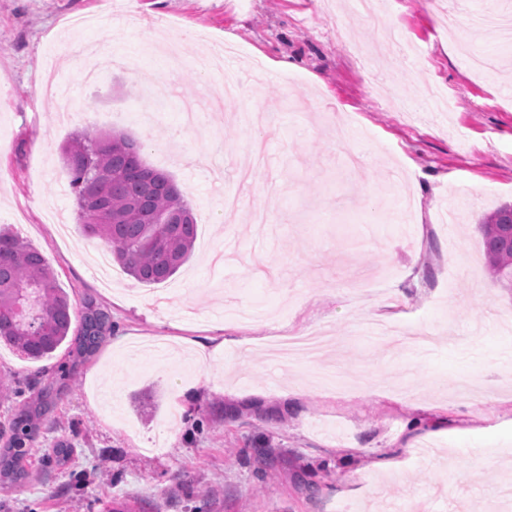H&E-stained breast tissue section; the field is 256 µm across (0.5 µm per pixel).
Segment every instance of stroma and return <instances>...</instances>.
<instances>
[{
	"instance_id": "obj_1",
	"label": "stroma",
	"mask_w": 512,
	"mask_h": 512,
	"mask_svg": "<svg viewBox=\"0 0 512 512\" xmlns=\"http://www.w3.org/2000/svg\"><path fill=\"white\" fill-rule=\"evenodd\" d=\"M450 4L512 12L380 0L374 28L320 0H138L135 28L103 0H0V225L41 251L74 308L105 305L113 325L78 366L63 348L33 363L0 343V380L58 392L32 477L0 490L9 512H497L512 480V291L485 267L478 222L512 203V46L442 32ZM78 42L116 64L85 79L66 63ZM227 45L242 93L212 110L218 78L195 60ZM170 47L176 90L152 109ZM473 52L497 68L474 76ZM50 68L70 111L41 95ZM90 124L140 142L194 212L195 248L166 282L87 264L100 243L80 232L61 148ZM264 203L276 233L262 240ZM221 324L237 347L187 352ZM319 327L345 391L269 357L273 338ZM201 375L209 387L182 401ZM62 441L69 462L40 472ZM384 454L399 468H377Z\"/></svg>"
}]
</instances>
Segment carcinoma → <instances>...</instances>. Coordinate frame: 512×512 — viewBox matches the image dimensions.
Instances as JSON below:
<instances>
[{"mask_svg": "<svg viewBox=\"0 0 512 512\" xmlns=\"http://www.w3.org/2000/svg\"><path fill=\"white\" fill-rule=\"evenodd\" d=\"M62 154L84 236L103 243L112 259L144 285L172 277L196 240V219L172 178L145 164L136 140L93 125L78 132ZM479 231L491 276L512 290V204L484 216ZM72 312L68 294L40 251L0 226V342L34 362L51 357L66 342L70 355L88 361L112 332L111 316L104 306L85 303L71 337ZM47 397L43 390L23 400L12 415L0 448L1 486L28 478V451L50 409ZM71 455L70 445L61 442L47 465H63Z\"/></svg>", "mask_w": 512, "mask_h": 512, "instance_id": "1", "label": "carcinoma"}]
</instances>
